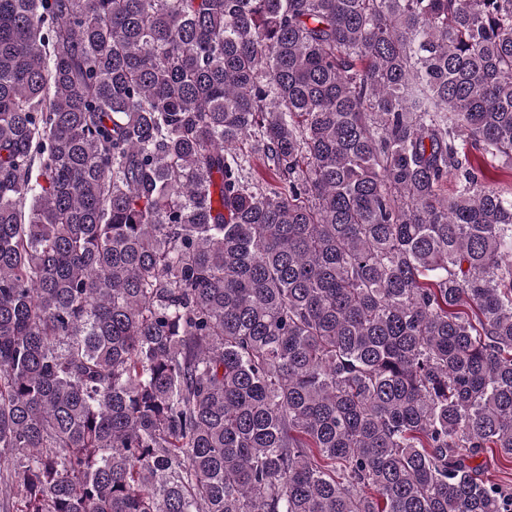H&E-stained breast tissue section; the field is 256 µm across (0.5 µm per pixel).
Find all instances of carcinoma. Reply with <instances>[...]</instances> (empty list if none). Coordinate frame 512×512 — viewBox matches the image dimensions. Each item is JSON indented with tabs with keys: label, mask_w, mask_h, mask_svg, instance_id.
I'll return each instance as SVG.
<instances>
[{
	"label": "carcinoma",
	"mask_w": 512,
	"mask_h": 512,
	"mask_svg": "<svg viewBox=\"0 0 512 512\" xmlns=\"http://www.w3.org/2000/svg\"><path fill=\"white\" fill-rule=\"evenodd\" d=\"M479 156L512 0H0V512H512ZM476 462H487L485 473L490 480L512 485V464L510 466V463H506L507 465L500 463L497 456H495V452L492 454L490 450L484 451L476 459Z\"/></svg>",
	"instance_id": "cac0c4a2"
}]
</instances>
